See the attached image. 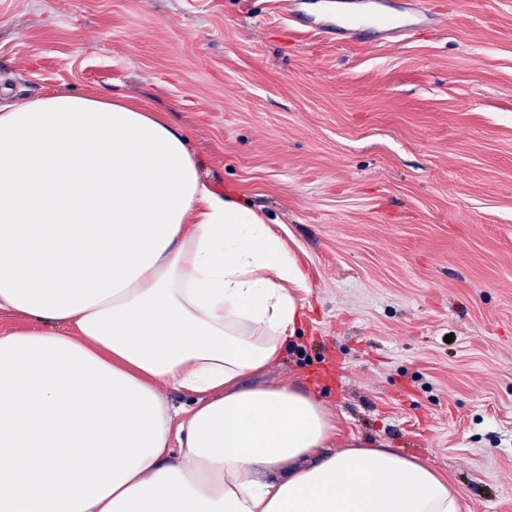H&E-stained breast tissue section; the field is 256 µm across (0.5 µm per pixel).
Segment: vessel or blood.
I'll return each mask as SVG.
<instances>
[{
  "label": "vessel or blood",
  "instance_id": "1",
  "mask_svg": "<svg viewBox=\"0 0 512 512\" xmlns=\"http://www.w3.org/2000/svg\"><path fill=\"white\" fill-rule=\"evenodd\" d=\"M439 18L432 12L414 7L407 8L401 19L389 23L377 18H339L326 17L321 22L322 30L340 39L358 37L361 32H369L373 39L386 40L408 35L422 28L439 25Z\"/></svg>",
  "mask_w": 512,
  "mask_h": 512
}]
</instances>
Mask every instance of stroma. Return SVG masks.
<instances>
[{
  "mask_svg": "<svg viewBox=\"0 0 512 512\" xmlns=\"http://www.w3.org/2000/svg\"><path fill=\"white\" fill-rule=\"evenodd\" d=\"M450 18L336 43L328 11ZM0 0V105L129 96L309 273L266 375L512 512V0Z\"/></svg>",
  "mask_w": 512,
  "mask_h": 512,
  "instance_id": "obj_1",
  "label": "stroma"
}]
</instances>
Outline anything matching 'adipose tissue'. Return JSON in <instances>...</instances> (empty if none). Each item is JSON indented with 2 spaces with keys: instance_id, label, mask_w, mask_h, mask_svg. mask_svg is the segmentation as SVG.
<instances>
[{
  "instance_id": "adipose-tissue-1",
  "label": "adipose tissue",
  "mask_w": 512,
  "mask_h": 512,
  "mask_svg": "<svg viewBox=\"0 0 512 512\" xmlns=\"http://www.w3.org/2000/svg\"><path fill=\"white\" fill-rule=\"evenodd\" d=\"M202 168L124 95L0 108V312L30 321L0 329V512H464L424 460L336 448L313 392L247 384L309 277Z\"/></svg>"
}]
</instances>
